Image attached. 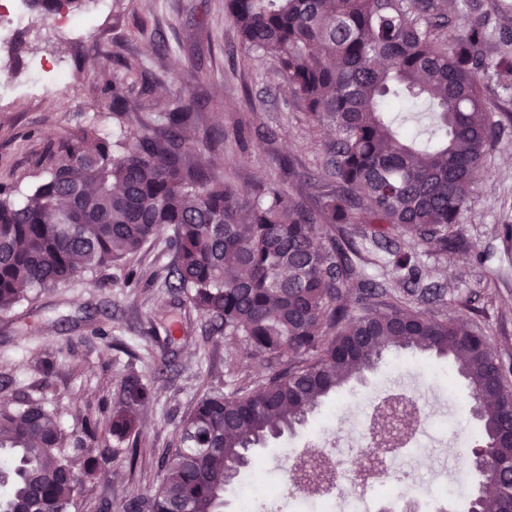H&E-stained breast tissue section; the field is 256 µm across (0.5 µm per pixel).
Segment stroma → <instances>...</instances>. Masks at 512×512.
<instances>
[{
    "label": "stroma",
    "instance_id": "35a3bbf8",
    "mask_svg": "<svg viewBox=\"0 0 512 512\" xmlns=\"http://www.w3.org/2000/svg\"><path fill=\"white\" fill-rule=\"evenodd\" d=\"M455 25L482 20L490 50L501 48L507 18L487 13V0H438ZM87 27L80 40L58 31L43 40L16 34L0 56V183L26 194L49 170L62 142L94 128L116 144L133 134L153 135L163 113L189 110L187 151L208 158L216 178L245 197L273 186L320 215L327 191L326 126L315 123L288 86L276 62L247 51L224 0H112L100 13L89 4L74 10ZM70 60L66 95L34 94L33 74L51 81L50 57ZM138 66L128 75L126 64ZM132 107L129 118L112 112V91ZM512 210V126L490 149L457 227L460 247L437 252L401 231L396 245L412 255L423 277L445 290L442 301L422 304L431 317L456 318L482 328L505 364L512 365V252L501 239ZM173 228L135 254L95 275H81L35 294L0 313V401L21 393L43 399L75 442L106 449L97 478L75 495L70 512H124L163 478L164 456L179 446L184 416L208 389L227 393L269 375L244 342L205 333V320L173 288ZM365 257L367 280L402 286L385 248L352 233ZM104 335H96V328ZM148 385L152 399L136 413V434L113 437L107 426L127 380ZM419 390L428 417L423 449L396 469L419 492L443 486L475 447L473 421L457 400L464 381L447 360L420 350L390 353L377 368L352 379L325 400L295 431L269 440L254 453L265 470L256 505L264 512H308L314 497L284 491L283 449H322L356 435L369 402L384 383Z\"/></svg>",
    "mask_w": 512,
    "mask_h": 512
}]
</instances>
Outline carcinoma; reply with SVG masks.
<instances>
[{"instance_id":"cac0c4a2","label":"carcinoma","mask_w":512,"mask_h":512,"mask_svg":"<svg viewBox=\"0 0 512 512\" xmlns=\"http://www.w3.org/2000/svg\"><path fill=\"white\" fill-rule=\"evenodd\" d=\"M37 17L58 0H28ZM244 47L273 57L318 122L334 126L328 143L326 231L276 188L251 199L191 161L184 135L191 113L167 112L156 136H134L121 151L91 130L63 144L47 175L19 202L0 184V312L81 273H97L137 252L171 226L172 270L209 332L241 338L271 374L258 390L209 389L188 412L181 446L163 461L164 477L125 512H222L224 493L251 463L247 448L305 423L321 400L391 348L453 360L479 409L475 433L485 479L465 512H512V447L501 424L512 413V369L477 326L431 319L417 304L442 299L438 284L391 292L362 280L358 261L330 236L359 218L379 244L398 230L445 252L466 208L472 175L496 129L486 104L493 89L482 23L451 41L436 0H224ZM424 99L437 115L426 142L386 118L391 103ZM359 279L354 304L338 306ZM302 355L281 361L283 344ZM150 400L138 381L124 387L109 432L126 437L135 410ZM68 435L45 403L23 395L0 404V512H66L106 460L88 446L68 454Z\"/></svg>"}]
</instances>
